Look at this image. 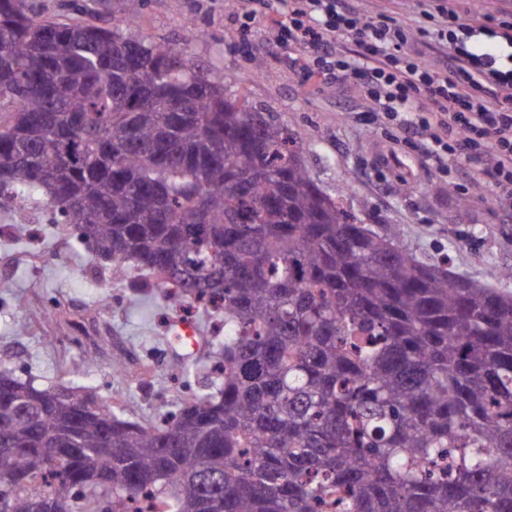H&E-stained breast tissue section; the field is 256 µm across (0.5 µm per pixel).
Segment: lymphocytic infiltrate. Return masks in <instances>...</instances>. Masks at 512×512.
Returning a JSON list of instances; mask_svg holds the SVG:
<instances>
[{"label": "lymphocytic infiltrate", "instance_id": "obj_1", "mask_svg": "<svg viewBox=\"0 0 512 512\" xmlns=\"http://www.w3.org/2000/svg\"><path fill=\"white\" fill-rule=\"evenodd\" d=\"M237 19L242 52L260 36L298 50L305 80L360 82L376 116L414 149L445 170L475 164L512 203V69L497 65L500 45L512 47V0L494 16L441 0L408 22L365 16L353 0H243ZM341 40L353 51L337 49ZM426 40L453 51L427 63L416 49Z\"/></svg>", "mask_w": 512, "mask_h": 512}]
</instances>
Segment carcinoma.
<instances>
[{
    "label": "carcinoma",
    "instance_id": "obj_1",
    "mask_svg": "<svg viewBox=\"0 0 512 512\" xmlns=\"http://www.w3.org/2000/svg\"><path fill=\"white\" fill-rule=\"evenodd\" d=\"M113 9L0 0V197L220 315V386L146 425L9 376L0 512H512V293L358 223L191 23L175 48ZM33 9L43 17L72 24L94 23L110 26L112 15L103 3L108 0H77L78 4L87 3V9L77 11L72 7V0H28Z\"/></svg>",
    "mask_w": 512,
    "mask_h": 512
}]
</instances>
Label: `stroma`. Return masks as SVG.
Segmentation results:
<instances>
[{
	"mask_svg": "<svg viewBox=\"0 0 512 512\" xmlns=\"http://www.w3.org/2000/svg\"><path fill=\"white\" fill-rule=\"evenodd\" d=\"M40 15L72 24L108 26L104 0H29ZM133 31L159 43H180L184 21L195 37L192 56L209 73L233 75L250 105L274 113L303 147L312 178L364 223L398 227L419 257L450 256L454 271L500 286L512 266V205L495 197L470 166L444 173L393 141L374 121L356 82L304 83L292 53L256 40L253 57L239 54L240 0H126ZM263 64L254 74V61ZM17 232L0 240V369L40 388L71 384L67 365L96 352L97 365L81 386L117 405L122 418L151 423L207 391L211 345L223 334L202 313L175 315L148 291L113 279L111 265L89 243L52 223L44 203L15 210L0 199V225ZM25 334H18L19 324ZM188 360L184 381L171 366Z\"/></svg>",
	"mask_w": 512,
	"mask_h": 512,
	"instance_id": "stroma-1",
	"label": "stroma"
}]
</instances>
